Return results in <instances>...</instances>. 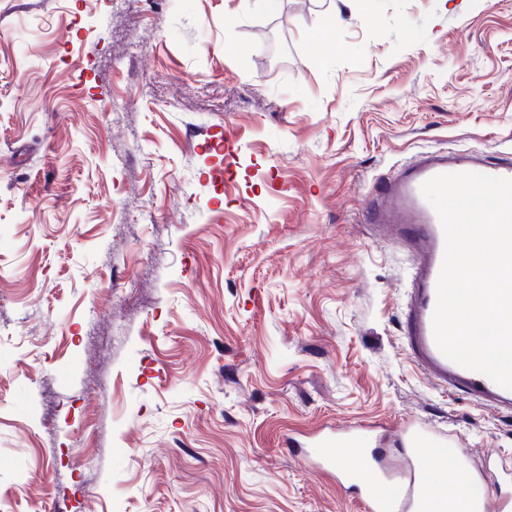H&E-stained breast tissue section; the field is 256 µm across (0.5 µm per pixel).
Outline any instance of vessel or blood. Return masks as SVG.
Instances as JSON below:
<instances>
[{"label":"vessel or blood","instance_id":"b4317fda","mask_svg":"<svg viewBox=\"0 0 512 512\" xmlns=\"http://www.w3.org/2000/svg\"><path fill=\"white\" fill-rule=\"evenodd\" d=\"M447 173H479L512 178V163L489 164L472 151H436L419 156L396 175L383 182L370 198L367 223L389 228L414 260V278L408 304L403 312L404 348L432 382L448 392H462L477 403L512 412V390L487 376L462 367L438 349L432 328L437 301V281L444 255V233L434 209L421 193L428 179ZM409 455L408 462L393 485H385L387 465L369 449L370 430L358 426L343 431L322 432L312 448L301 457L317 471L337 468L336 451L357 449L353 461L340 469L342 483L353 481L354 473L365 476L360 484L364 512H448L447 501L430 491L448 474V447L452 432L406 422L399 430Z\"/></svg>","mask_w":512,"mask_h":512}]
</instances>
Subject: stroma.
I'll return each mask as SVG.
<instances>
[{
  "mask_svg": "<svg viewBox=\"0 0 512 512\" xmlns=\"http://www.w3.org/2000/svg\"><path fill=\"white\" fill-rule=\"evenodd\" d=\"M439 148L512 159V0H0V512H362L285 445L327 423L512 466L362 218Z\"/></svg>",
  "mask_w": 512,
  "mask_h": 512,
  "instance_id": "obj_1",
  "label": "stroma"
}]
</instances>
